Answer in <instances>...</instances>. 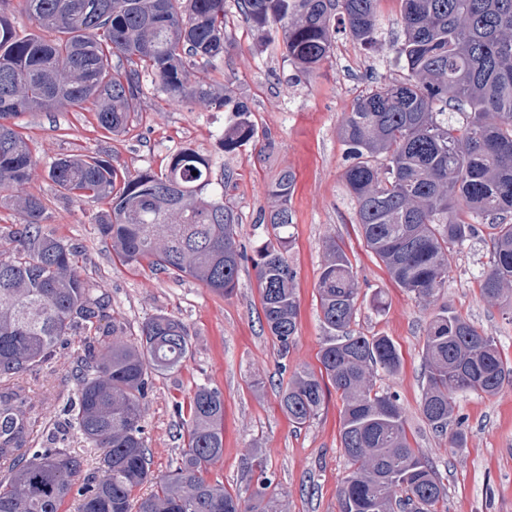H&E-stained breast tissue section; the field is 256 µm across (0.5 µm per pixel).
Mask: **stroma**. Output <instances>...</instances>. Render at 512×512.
<instances>
[{
  "label": "stroma",
  "mask_w": 512,
  "mask_h": 512,
  "mask_svg": "<svg viewBox=\"0 0 512 512\" xmlns=\"http://www.w3.org/2000/svg\"><path fill=\"white\" fill-rule=\"evenodd\" d=\"M400 7L399 0L378 2L382 48L365 51L337 31L332 56L309 77L296 72L278 44L262 41L237 12H230L226 30L233 48L212 66L190 69L189 79L249 106L256 138L231 154L224 152L221 137L234 122L232 113L201 102L171 101L150 85L140 112L117 135L98 128L89 104L18 117L35 144V164L24 190L44 199L56 236L82 246L84 273L111 296L112 316L133 336L149 317L165 313L181 320L192 336L182 366L156 377L145 400L154 474L165 475L176 467L184 441L176 407L188 403L196 385L207 384L224 395V456L205 470L208 481L245 490L257 450L274 487L286 494V512H339L337 492L349 471L339 439L340 392L327 387L321 414L302 427L289 422L279 406V392L295 370L320 368L318 353L326 332L316 284L325 245L333 240L344 250L360 285L354 332L389 337L402 355L400 370L378 371L374 385L396 396L411 446L436 465L448 489L440 512H512V387L492 397L457 396L454 415L463 419L467 434L460 449L450 448L447 436L433 431L420 412L424 329L438 305L494 337L503 358L512 362V310L487 302L480 293L489 228L452 254L448 286L437 303L416 301L396 287L367 248L342 178L346 161L338 129L345 113L373 82L401 75L388 47L401 32ZM186 147L211 160L213 181L223 180L225 172L233 174L224 200L238 221L236 240L248 258L227 296L146 263L137 268L121 264L111 242L97 231L102 204L75 202L60 194L48 177L51 163L69 154L100 153L120 170L156 172ZM285 169L296 175L289 202L295 241L288 256L297 273L300 308L297 333L284 348L266 327L250 256L272 237L263 217L275 204L269 186ZM377 294L385 302L380 310L371 304ZM77 359L71 345L40 371L33 389L36 395L50 396L51 402L38 435H46L62 419L75 388Z\"/></svg>",
  "instance_id": "35a3bbf8"
}]
</instances>
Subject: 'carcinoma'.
<instances>
[{
	"label": "carcinoma",
	"instance_id": "carcinoma-1",
	"mask_svg": "<svg viewBox=\"0 0 512 512\" xmlns=\"http://www.w3.org/2000/svg\"><path fill=\"white\" fill-rule=\"evenodd\" d=\"M37 31L14 32L0 11V191L17 193L20 223L0 231L15 243L0 258V512H60L78 496V512H281L264 460L249 496L207 482L203 469L224 455V395L207 384L189 401L186 448L169 474L151 471L144 400L153 378L178 369L192 348L189 330L164 313L127 339L107 321L110 295L78 265L82 253L45 224L43 199L22 193L34 166L31 141L11 119L50 106L96 107L103 130L118 134L139 111L144 78L177 101L200 99L235 113L222 147L234 153L254 141L246 103L192 85L189 69L211 66L228 48L227 0H21ZM259 35L278 24L285 58L311 75L334 51L336 16L357 44L378 38V0H234ZM402 33L392 47L403 76L359 95L339 127L348 165L343 179L367 247L394 282L431 303L448 284L450 254L491 229L481 294L512 306V0H400ZM117 63H112V57ZM130 66H124V63ZM209 162L185 148L159 173L135 174L97 155H66L48 170L70 198L104 201L100 235L127 266H151L189 276L220 295L236 287L245 259L236 218L224 204V182L213 187ZM294 174L280 172L270 193L277 205L267 223L274 240L252 264L266 326L286 349L297 331L296 272L288 259ZM327 332L322 370L297 369L279 394L296 426L318 416L325 382L344 398L340 445L350 472L338 492L339 512H435L448 491L428 458L410 446L394 395L374 389L377 369L401 366L387 336L354 335L360 288L341 246L326 245L317 282ZM108 337V341L101 337ZM78 346L74 398L64 426L32 450L47 402L23 376L47 366L57 349ZM427 380L421 413L432 429L448 430L454 397L494 396L512 386V366L496 341L441 307L424 330ZM102 453L87 459L65 449L70 431ZM87 472L83 483L74 478ZM150 483L140 498L133 492Z\"/></svg>",
	"mask_w": 512,
	"mask_h": 512
}]
</instances>
